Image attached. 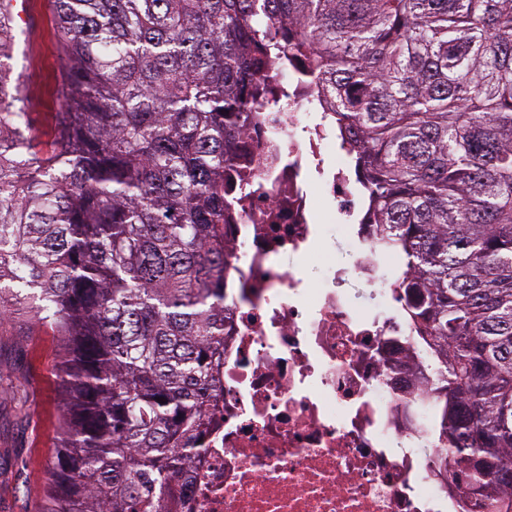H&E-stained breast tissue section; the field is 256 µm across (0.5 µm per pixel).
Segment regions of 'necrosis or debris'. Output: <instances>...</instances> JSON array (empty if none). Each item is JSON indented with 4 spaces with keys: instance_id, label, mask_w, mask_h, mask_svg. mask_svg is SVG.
Wrapping results in <instances>:
<instances>
[{
    "instance_id": "obj_1",
    "label": "necrosis or debris",
    "mask_w": 512,
    "mask_h": 512,
    "mask_svg": "<svg viewBox=\"0 0 512 512\" xmlns=\"http://www.w3.org/2000/svg\"><path fill=\"white\" fill-rule=\"evenodd\" d=\"M287 107L249 113L225 173L224 356L204 449L176 483L177 512H458L463 488L432 472L427 384L336 124L310 122L315 81L261 72ZM348 221L356 258L310 283L281 259L314 257L320 197Z\"/></svg>"
}]
</instances>
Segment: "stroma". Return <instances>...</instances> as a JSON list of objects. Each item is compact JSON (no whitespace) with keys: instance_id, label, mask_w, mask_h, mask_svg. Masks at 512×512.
I'll list each match as a JSON object with an SVG mask.
<instances>
[{"instance_id":"obj_1","label":"stroma","mask_w":512,"mask_h":512,"mask_svg":"<svg viewBox=\"0 0 512 512\" xmlns=\"http://www.w3.org/2000/svg\"><path fill=\"white\" fill-rule=\"evenodd\" d=\"M14 64L25 73L35 133L49 130L59 110L63 56L53 34L47 0H29ZM353 260L344 239L326 240L322 251L303 261L287 256L285 268H300L316 283L329 269ZM63 348L59 336L32 317L29 306L14 307L0 322V512H35L50 479L62 409L55 365Z\"/></svg>"}]
</instances>
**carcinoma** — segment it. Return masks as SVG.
Wrapping results in <instances>:
<instances>
[{"instance_id":"1","label":"carcinoma","mask_w":512,"mask_h":512,"mask_svg":"<svg viewBox=\"0 0 512 512\" xmlns=\"http://www.w3.org/2000/svg\"><path fill=\"white\" fill-rule=\"evenodd\" d=\"M51 2L43 150L0 0V311L28 304L66 344L37 512H170L222 365L224 168L289 55L408 290L433 463L464 512H512V0Z\"/></svg>"}]
</instances>
